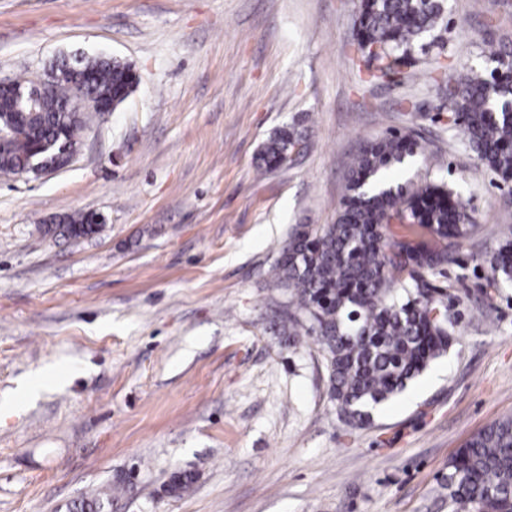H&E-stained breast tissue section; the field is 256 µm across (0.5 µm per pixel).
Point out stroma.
Here are the masks:
<instances>
[{
  "label": "stroma",
  "instance_id": "obj_1",
  "mask_svg": "<svg viewBox=\"0 0 512 512\" xmlns=\"http://www.w3.org/2000/svg\"><path fill=\"white\" fill-rule=\"evenodd\" d=\"M357 0H0V78L60 55L130 63L67 168L0 173V512H68L134 478L113 512H448V462L512 416L504 182L448 127V76L512 45V0H450L442 42L395 82L359 68ZM296 127L299 153H258ZM414 131L393 184L444 181L472 231L432 285L459 333L363 427L341 421L313 341L288 346L270 269L298 224L335 223L353 156ZM106 222L76 241L41 226ZM195 477L170 495L173 473ZM302 138V133L293 126L275 132L262 146L258 156L260 167L268 170L282 164ZM473 260L479 261L489 268L490 280L493 284L499 281H512V239H505L490 257L475 256Z\"/></svg>",
  "mask_w": 512,
  "mask_h": 512
}]
</instances>
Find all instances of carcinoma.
Returning a JSON list of instances; mask_svg holds the SVG:
<instances>
[{"mask_svg": "<svg viewBox=\"0 0 512 512\" xmlns=\"http://www.w3.org/2000/svg\"><path fill=\"white\" fill-rule=\"evenodd\" d=\"M447 0H360L355 21L360 65L373 80L398 75L414 53L442 40ZM496 66L484 74L459 71L448 86V123L480 160L512 179V53L490 51ZM134 71L116 58H66L51 67L42 101L10 111L22 131L0 153V172L19 173L41 140H53L39 158L53 163L61 148L75 151L86 117L68 108L83 91L94 98L131 94ZM302 140L295 127L275 132L258 160L268 170L282 164ZM420 150L415 137L396 133L368 142L353 159L334 224H298L280 247L272 269L281 292L280 320L288 345L314 339L329 378V400L342 421L363 426L377 407L402 393L445 353L458 317L448 294L426 275L456 261L453 248L472 229L461 199L443 183L413 189L393 186L385 173ZM403 225L398 234L392 221ZM73 239L96 232L87 214L63 222ZM490 280L512 281V239L490 257L475 256ZM176 472L168 490L193 483ZM450 512H512V417L496 420L448 462ZM112 493L73 503L69 512H111Z\"/></svg>", "mask_w": 512, "mask_h": 512, "instance_id": "carcinoma-1", "label": "carcinoma"}]
</instances>
